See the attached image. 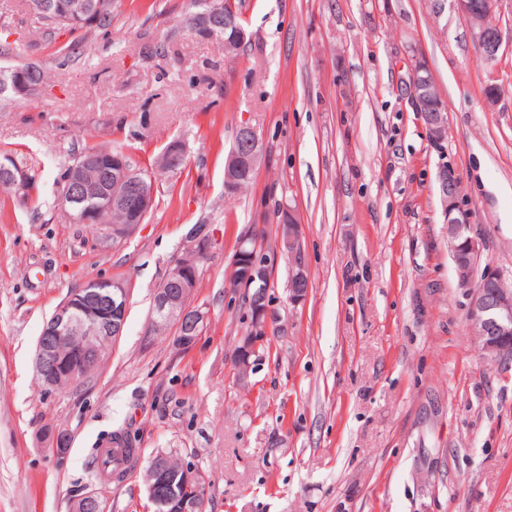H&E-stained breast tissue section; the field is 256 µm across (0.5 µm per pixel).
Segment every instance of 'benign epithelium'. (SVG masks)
<instances>
[{"instance_id":"obj_1","label":"benign epithelium","mask_w":512,"mask_h":512,"mask_svg":"<svg viewBox=\"0 0 512 512\" xmlns=\"http://www.w3.org/2000/svg\"><path fill=\"white\" fill-rule=\"evenodd\" d=\"M29 10L46 22H86L95 25L112 13L113 0H27ZM192 32L211 39L224 52H238L247 41V32L225 20L220 9L211 8L196 14ZM473 43L489 62L497 60L503 39L496 21L470 29ZM433 76L425 61L415 59L409 81V95L420 112L429 140L441 148L447 137V107L432 104L429 86ZM4 90L14 97L33 98L43 90V84L29 78L23 66L8 70ZM265 155V146L256 128L241 123L235 132L233 146L224 161V188L233 189L243 171H257ZM185 158L181 142H170L161 152L157 164L177 168ZM0 178L19 198L28 199L34 184L27 170L17 164L0 160ZM438 194L448 224V253L451 256L457 282L470 293L466 320L482 337L486 359L502 369L512 367V289L503 287L505 279L499 272L482 265L486 244L483 237L471 232L468 213L462 204L458 180L450 168L438 172ZM154 203V185L130 166L127 156L118 151L83 155L70 165L58 193V204L75 224H99L118 243L130 237L142 224ZM256 238L240 241L233 259V275L238 285L247 289L253 312L254 332L263 335L271 315L267 296L272 288L274 258L261 256ZM208 251V240L198 238L190 247L191 257L176 261L164 280L155 289L152 307L153 322L172 323L177 329L176 345L188 349L198 339L205 326L208 311L193 303L199 279L194 260ZM275 253L288 256L290 263L291 299L300 301L307 296L310 280L302 261L301 229L291 207L281 211L276 225ZM130 290L119 279H92L82 288L71 292L43 325L38 337L35 375L45 390L84 383L99 365L97 345H112L123 336ZM155 473V483L149 488V500L156 497L155 489L165 483V470L157 457L149 461ZM183 484L191 489L181 499V512H200L206 486L197 472L184 469Z\"/></svg>"}]
</instances>
